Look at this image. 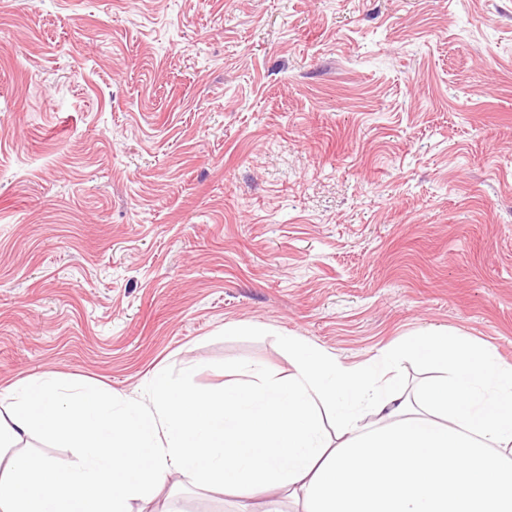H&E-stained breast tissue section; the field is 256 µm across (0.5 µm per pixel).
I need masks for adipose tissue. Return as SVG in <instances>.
Listing matches in <instances>:
<instances>
[{"label":"adipose tissue","mask_w":512,"mask_h":512,"mask_svg":"<svg viewBox=\"0 0 512 512\" xmlns=\"http://www.w3.org/2000/svg\"><path fill=\"white\" fill-rule=\"evenodd\" d=\"M288 348L293 374L244 365L216 392L161 368L137 397L16 382L0 393V512H146L176 474L239 499L300 493L310 512H512L511 364L438 328L358 368L294 337ZM418 354L437 374L413 401L395 365ZM35 433L76 459L14 453Z\"/></svg>","instance_id":"adipose-tissue-1"}]
</instances>
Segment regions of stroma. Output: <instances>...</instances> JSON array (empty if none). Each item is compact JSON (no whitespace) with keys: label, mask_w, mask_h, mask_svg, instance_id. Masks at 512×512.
I'll list each match as a JSON object with an SVG mask.
<instances>
[{"label":"stroma","mask_w":512,"mask_h":512,"mask_svg":"<svg viewBox=\"0 0 512 512\" xmlns=\"http://www.w3.org/2000/svg\"><path fill=\"white\" fill-rule=\"evenodd\" d=\"M432 326L512 364V0H0V388Z\"/></svg>","instance_id":"obj_1"}]
</instances>
